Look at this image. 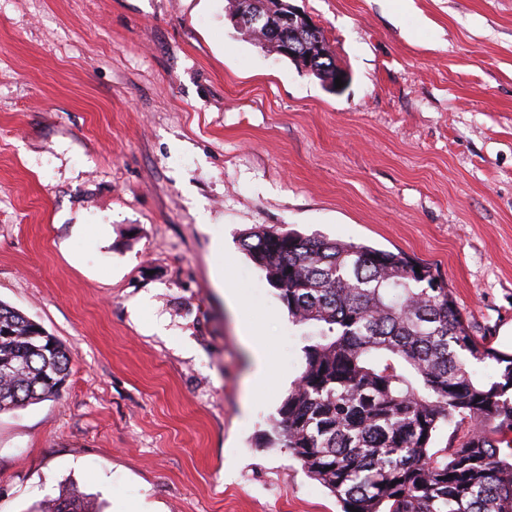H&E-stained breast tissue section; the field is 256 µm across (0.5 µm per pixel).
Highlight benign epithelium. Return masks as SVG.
<instances>
[{"instance_id":"7a95c632","label":"benign epithelium","mask_w":512,"mask_h":512,"mask_svg":"<svg viewBox=\"0 0 512 512\" xmlns=\"http://www.w3.org/2000/svg\"><path fill=\"white\" fill-rule=\"evenodd\" d=\"M229 3L230 17L236 27L248 30L262 44L275 43L281 55L299 62L302 70L313 71L305 56L288 44V32L310 22V16L291 0H281L280 11L275 15L253 10L250 0H229Z\"/></svg>"}]
</instances>
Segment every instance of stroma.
Returning <instances> with one entry per match:
<instances>
[{"label": "stroma", "instance_id": "35a3bbf8", "mask_svg": "<svg viewBox=\"0 0 512 512\" xmlns=\"http://www.w3.org/2000/svg\"><path fill=\"white\" fill-rule=\"evenodd\" d=\"M295 4L344 90L228 0H0V303L73 357L0 413V512H341L262 445L305 357L258 225L406 253L512 353V0ZM35 512H88L84 498L75 490L62 493L57 498L41 502Z\"/></svg>", "mask_w": 512, "mask_h": 512}]
</instances>
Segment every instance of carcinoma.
<instances>
[{
    "mask_svg": "<svg viewBox=\"0 0 512 512\" xmlns=\"http://www.w3.org/2000/svg\"><path fill=\"white\" fill-rule=\"evenodd\" d=\"M299 31L322 79L328 46ZM240 245L302 336L305 366L273 421L283 448L343 512H512V356L471 334L452 291L402 252L261 227ZM70 350L0 303V413L57 396ZM457 448L431 447L451 423ZM35 512H87L75 490Z\"/></svg>",
    "mask_w": 512,
    "mask_h": 512,
    "instance_id": "cac0c4a2",
    "label": "carcinoma"
}]
</instances>
